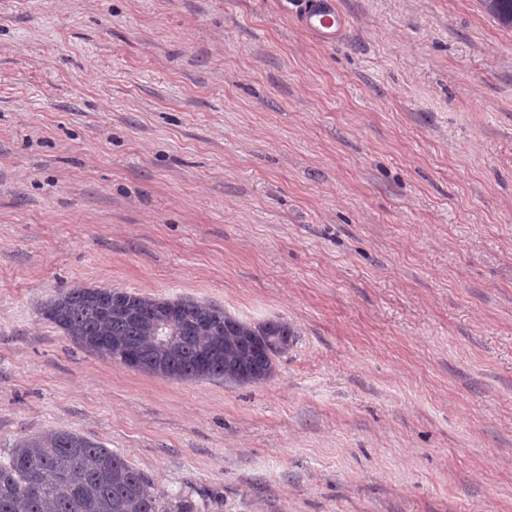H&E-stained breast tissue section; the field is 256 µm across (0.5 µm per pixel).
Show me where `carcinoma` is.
<instances>
[{
    "label": "carcinoma",
    "mask_w": 512,
    "mask_h": 512,
    "mask_svg": "<svg viewBox=\"0 0 512 512\" xmlns=\"http://www.w3.org/2000/svg\"><path fill=\"white\" fill-rule=\"evenodd\" d=\"M512 28V0H481ZM38 315L89 352L138 351L140 371L184 381L261 384L297 332L284 318L251 322L207 300L75 286L48 295ZM149 477L102 443L65 428L23 438L0 461V512H162Z\"/></svg>",
    "instance_id": "cac0c4a2"
}]
</instances>
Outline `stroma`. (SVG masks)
Segmentation results:
<instances>
[{
	"label": "stroma",
	"instance_id": "obj_1",
	"mask_svg": "<svg viewBox=\"0 0 512 512\" xmlns=\"http://www.w3.org/2000/svg\"><path fill=\"white\" fill-rule=\"evenodd\" d=\"M292 3L0 0V460L63 427L197 512H512V28ZM75 285L297 336L161 378L40 319ZM300 28L323 44L335 42L347 29L349 19L337 0H297Z\"/></svg>",
	"mask_w": 512,
	"mask_h": 512
}]
</instances>
